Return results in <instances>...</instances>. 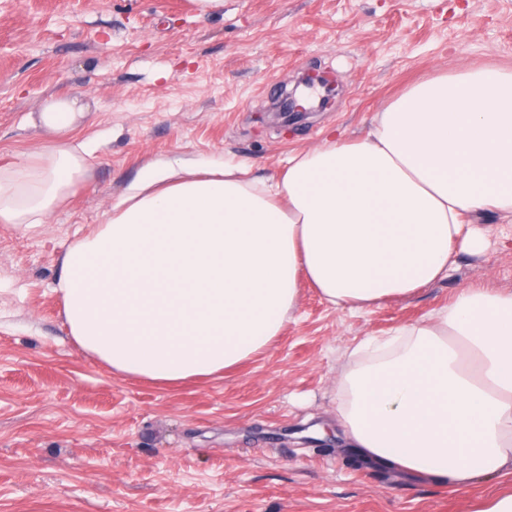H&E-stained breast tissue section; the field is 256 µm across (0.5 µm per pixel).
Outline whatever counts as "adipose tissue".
I'll list each match as a JSON object with an SVG mask.
<instances>
[{
  "instance_id": "obj_1",
  "label": "adipose tissue",
  "mask_w": 512,
  "mask_h": 512,
  "mask_svg": "<svg viewBox=\"0 0 512 512\" xmlns=\"http://www.w3.org/2000/svg\"><path fill=\"white\" fill-rule=\"evenodd\" d=\"M81 100L47 99L50 141L0 168V224L47 223L90 166L71 134ZM244 163H144L105 224L63 254L56 290L73 341L113 373L173 385L265 349L301 281L355 311L445 275L464 225L512 214V69L414 84L365 137L290 152L280 181ZM384 357L336 383L337 412L366 459L455 490L512 476V293L463 289L392 329Z\"/></svg>"
}]
</instances>
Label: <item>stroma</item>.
Instances as JSON below:
<instances>
[{
  "mask_svg": "<svg viewBox=\"0 0 512 512\" xmlns=\"http://www.w3.org/2000/svg\"><path fill=\"white\" fill-rule=\"evenodd\" d=\"M512 66V0H0V167L41 150L30 119L79 98L87 175L49 223L0 224V512H483L512 477L447 488L367 460L339 435L336 379L369 336L421 321L471 286L512 291V216L480 253L354 312L310 285L268 347L223 376L170 388L113 374L72 340L55 287L66 249L106 223L153 157L251 165L278 181L290 149L367 132L423 77ZM307 71L332 108L272 124Z\"/></svg>",
  "mask_w": 512,
  "mask_h": 512,
  "instance_id": "obj_1",
  "label": "stroma"
}]
</instances>
